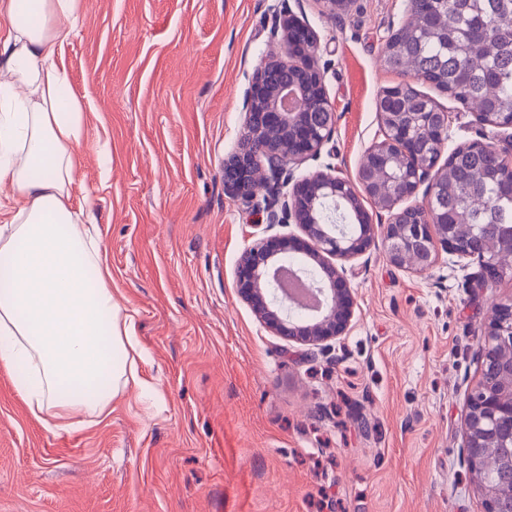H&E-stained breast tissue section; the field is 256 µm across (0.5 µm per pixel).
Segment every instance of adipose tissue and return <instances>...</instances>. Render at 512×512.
Wrapping results in <instances>:
<instances>
[{
    "label": "adipose tissue",
    "instance_id": "ef3b65f1",
    "mask_svg": "<svg viewBox=\"0 0 512 512\" xmlns=\"http://www.w3.org/2000/svg\"><path fill=\"white\" fill-rule=\"evenodd\" d=\"M83 0H0V367L32 417L65 430L140 386L132 315L110 286L96 225L74 208L83 106L60 50Z\"/></svg>",
    "mask_w": 512,
    "mask_h": 512
}]
</instances>
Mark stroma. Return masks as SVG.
<instances>
[{
  "mask_svg": "<svg viewBox=\"0 0 512 512\" xmlns=\"http://www.w3.org/2000/svg\"><path fill=\"white\" fill-rule=\"evenodd\" d=\"M285 6L318 35L336 112L306 169L355 177L381 137L376 98L401 82L448 111L449 147L493 139L465 105L384 65L407 0H352L334 18L319 0H84L62 55L84 113L71 204L98 225L153 391L52 431L0 370V512H486L463 455L467 392L512 272L481 287L477 261L442 251L419 272L376 247L347 263L355 315L316 356L238 294L264 226L227 191L224 162Z\"/></svg>",
  "mask_w": 512,
  "mask_h": 512,
  "instance_id": "1",
  "label": "stroma"
}]
</instances>
